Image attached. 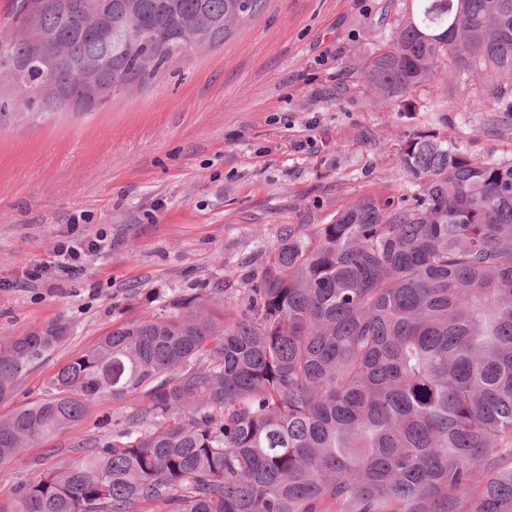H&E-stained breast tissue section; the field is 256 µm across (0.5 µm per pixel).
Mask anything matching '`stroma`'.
I'll return each instance as SVG.
<instances>
[{
  "mask_svg": "<svg viewBox=\"0 0 512 512\" xmlns=\"http://www.w3.org/2000/svg\"><path fill=\"white\" fill-rule=\"evenodd\" d=\"M409 0H270L223 46L177 62L148 86L88 114L0 126V336L51 322L71 331L23 379L13 405L46 395L54 374L99 336L173 296L222 287L245 310L287 230L332 223L363 197L415 190L400 171L416 133L482 161L512 160V114L482 81L447 78L448 109L421 90L376 106L351 58L389 39ZM477 101L470 112L466 102ZM104 237L81 270L27 281L71 218ZM135 394L99 400L82 423L0 466V503L70 448L125 428Z\"/></svg>",
  "mask_w": 512,
  "mask_h": 512,
  "instance_id": "35a3bbf8",
  "label": "stroma"
}]
</instances>
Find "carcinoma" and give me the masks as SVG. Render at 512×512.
Instances as JSON below:
<instances>
[{
  "mask_svg": "<svg viewBox=\"0 0 512 512\" xmlns=\"http://www.w3.org/2000/svg\"><path fill=\"white\" fill-rule=\"evenodd\" d=\"M356 73L387 107L449 71L512 84V0H411ZM268 0H15L0 77L31 115L108 106L224 44ZM422 193L361 198L288 231L241 315L224 289L106 331L44 398L0 417V465L143 392L128 427L18 485L7 512H512V162L428 134ZM70 331L0 337V403Z\"/></svg>",
  "mask_w": 512,
  "mask_h": 512,
  "instance_id": "cac0c4a2",
  "label": "carcinoma"
}]
</instances>
